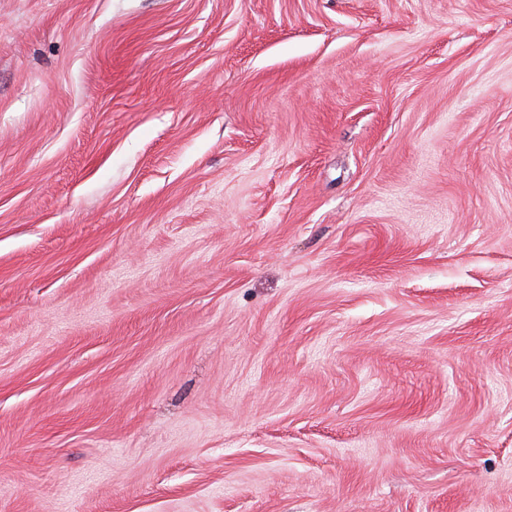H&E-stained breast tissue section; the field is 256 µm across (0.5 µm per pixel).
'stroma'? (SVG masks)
<instances>
[{"mask_svg": "<svg viewBox=\"0 0 512 512\" xmlns=\"http://www.w3.org/2000/svg\"><path fill=\"white\" fill-rule=\"evenodd\" d=\"M0 512H512V0H0Z\"/></svg>", "mask_w": 512, "mask_h": 512, "instance_id": "1", "label": "stroma"}]
</instances>
